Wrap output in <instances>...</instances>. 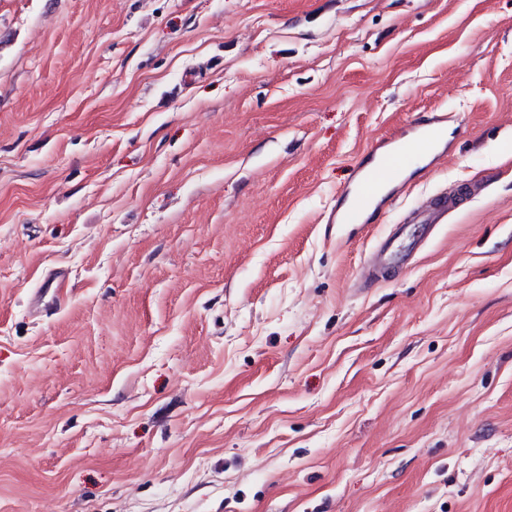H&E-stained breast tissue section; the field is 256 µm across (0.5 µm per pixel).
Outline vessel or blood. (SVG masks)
<instances>
[{
	"label": "vessel or blood",
	"instance_id": "obj_1",
	"mask_svg": "<svg viewBox=\"0 0 512 512\" xmlns=\"http://www.w3.org/2000/svg\"><path fill=\"white\" fill-rule=\"evenodd\" d=\"M448 122V115L433 114L427 123L411 126L402 137H389V150L378 158L373 167L363 172L354 189L347 191L349 211L330 212L329 222L354 223L361 206L375 199L380 181L392 178L414 160L426 157L435 164L447 157ZM456 206V196L445 191L424 201L410 214L407 223L395 225L389 235L374 247L365 264L363 280H371L379 271L411 260L436 225L445 223Z\"/></svg>",
	"mask_w": 512,
	"mask_h": 512
}]
</instances>
